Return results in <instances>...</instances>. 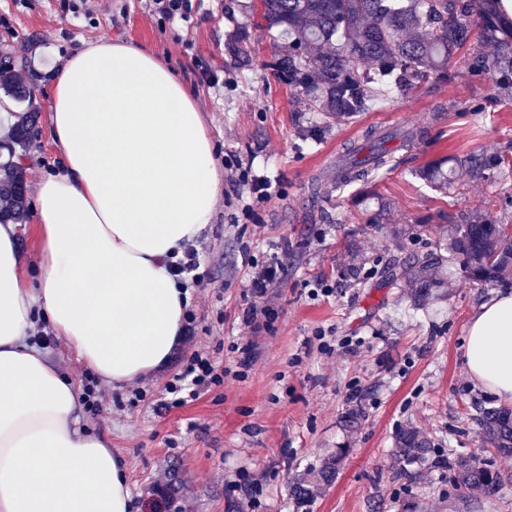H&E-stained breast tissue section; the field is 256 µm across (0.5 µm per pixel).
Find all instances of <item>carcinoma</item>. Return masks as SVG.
I'll return each mask as SVG.
<instances>
[{
    "instance_id": "cac0c4a2",
    "label": "carcinoma",
    "mask_w": 512,
    "mask_h": 512,
    "mask_svg": "<svg viewBox=\"0 0 512 512\" xmlns=\"http://www.w3.org/2000/svg\"><path fill=\"white\" fill-rule=\"evenodd\" d=\"M473 0H258L252 24L276 28L288 41V54L277 62L281 79L308 97L328 120L348 121L369 110L375 84L393 78L401 87L432 80L450 82L455 74L448 59L467 47L472 36L491 46L490 54L476 56L469 64L473 76L494 74L512 84V32L496 9L489 8L473 21ZM0 91L18 103L28 101L32 86L17 68L14 58L0 53ZM36 115L29 110L13 126L11 143L0 144L7 160L0 161V224L22 219L27 207V184L15 158L26 151ZM391 154L375 148L370 157L350 162L336 189L364 179L370 172L389 165ZM508 156H493L468 162L478 171L511 165ZM448 262L459 263L468 279L481 286H512V231L494 219L480 217L455 225L448 243ZM409 282L433 288L425 277L426 262H397ZM483 439L504 454H512V412L482 409L477 418ZM426 442L413 430L397 436L394 455L408 462L423 453ZM455 484L464 489H495L499 477L484 467L474 454L453 462Z\"/></svg>"
}]
</instances>
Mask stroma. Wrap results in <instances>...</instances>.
I'll return each mask as SVG.
<instances>
[{
  "instance_id": "35a3bbf8",
  "label": "stroma",
  "mask_w": 512,
  "mask_h": 512,
  "mask_svg": "<svg viewBox=\"0 0 512 512\" xmlns=\"http://www.w3.org/2000/svg\"><path fill=\"white\" fill-rule=\"evenodd\" d=\"M248 2L192 0L190 17L170 22L151 0H87L77 16L71 0H0V50L32 81L39 111L29 167L58 168L47 127L50 70L82 41L104 37L147 45L194 91L221 178L215 220L193 245L201 281L188 293L197 328L169 366L119 389L96 381L63 340L46 354L78 388L104 391L100 411L84 409L82 423L110 439L136 512H153L162 499L163 512H512V456L486 446L474 420L477 407L500 402L463 365L469 318L491 288L445 262L426 298L388 279L395 261L445 247L448 229L465 217L512 224V167L485 178L460 167L473 156L512 155V89L492 74L469 76L464 50L449 62L455 81L404 92L384 86L373 110L326 122L278 76L284 42L252 25ZM371 128L385 136L392 167L337 190V159ZM410 130L417 138L406 149L399 135ZM437 161L448 175L444 189L421 175ZM233 170L266 175L276 187L253 220L239 217ZM283 239L284 276L268 292L277 318L256 332L243 319L251 300L241 256L262 263ZM318 284L332 295L311 299ZM320 330L333 353L319 351ZM246 349L252 361L239 379ZM204 351L223 364V385L157 413L183 358ZM406 429L430 445L409 478L394 461ZM477 448L504 477L495 494H459L453 470L433 464ZM330 459L336 474L326 480ZM243 469L259 484L255 497L230 487ZM301 479L312 491L304 502L292 493Z\"/></svg>"
}]
</instances>
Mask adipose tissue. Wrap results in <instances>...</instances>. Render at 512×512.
<instances>
[{
	"label": "adipose tissue",
	"instance_id": "adipose-tissue-1",
	"mask_svg": "<svg viewBox=\"0 0 512 512\" xmlns=\"http://www.w3.org/2000/svg\"><path fill=\"white\" fill-rule=\"evenodd\" d=\"M56 173L37 179L39 284L0 224V512H133L110 440L81 426L75 382L30 344L36 320L121 387L165 369L188 294L169 273L213 223L219 180L191 90L155 52L98 38L52 75ZM469 379L512 404V290L472 313Z\"/></svg>",
	"mask_w": 512,
	"mask_h": 512
}]
</instances>
